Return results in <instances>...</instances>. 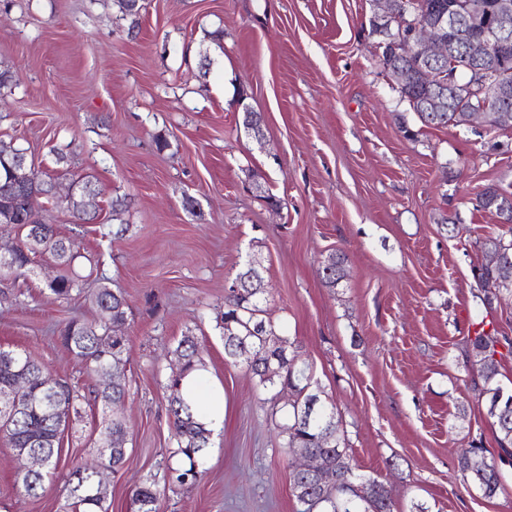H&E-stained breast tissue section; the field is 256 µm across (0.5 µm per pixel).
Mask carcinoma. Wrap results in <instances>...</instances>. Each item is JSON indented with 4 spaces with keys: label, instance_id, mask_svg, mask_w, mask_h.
I'll use <instances>...</instances> for the list:
<instances>
[{
    "label": "carcinoma",
    "instance_id": "obj_1",
    "mask_svg": "<svg viewBox=\"0 0 512 512\" xmlns=\"http://www.w3.org/2000/svg\"><path fill=\"white\" fill-rule=\"evenodd\" d=\"M398 17L413 21L451 10L464 19L467 0H396ZM380 64L399 68L406 79L399 84L401 97L408 101L420 121L430 127L461 126L466 113L461 111L462 99L443 97L441 104L435 89L426 83L417 69L416 57L402 48L386 46ZM24 149L13 142L0 140V218L16 228L23 248L8 261L0 260V280L30 278L37 275L35 258L47 256L60 268L47 290L54 300L64 303L76 296L86 295L96 307L92 320L71 319L59 329L58 339L84 367L89 378L96 382L94 397L85 392L81 380L48 378L41 366L23 350L0 346V393L20 378L28 380L21 398L27 410L14 414L0 401V440L13 448L16 456L24 458L28 452L38 453L43 461L36 471L20 469L16 489L24 497L36 498L46 490V478L56 469L62 448L64 426L71 417H80L87 407H95L100 415L98 455L112 470L120 469L126 461V442L129 428L126 421L110 413L109 404L125 401L130 389L125 381L130 338L126 334L127 298L119 288L110 286L108 278L98 279V286L85 292L84 277L74 269L78 258L75 241L60 236L54 224H30L31 211L45 210V204L55 198L49 182L37 188V193L16 192L12 186L19 182L21 170L16 163L17 153ZM77 192L68 201L74 216L80 221L93 219L88 197L97 196L89 180H74ZM506 192L494 185L486 187L477 198V207L499 213ZM483 252L503 251L509 260L493 266L481 265L478 282L480 300L487 311L492 310L501 286L512 284V237H490L482 242ZM347 258L333 254L321 268L325 284L334 287L345 277ZM240 283L238 292L224 297V313L219 328L224 340V353L231 362L248 351L251 361L247 369L258 385L272 392L268 399L272 413L287 410L285 422L279 426L283 445L290 454H315L320 459L321 475L290 473V486L295 500V512H396L389 489L378 478L356 473L345 438L339 435V421L334 408L325 404L319 381L308 364L289 369L269 359L268 352L288 350L297 344L288 336L276 333L264 317L259 294L252 282H262L259 268L245 264L236 274ZM485 318L472 323L474 335L468 337L465 368L474 389L484 400L486 413L495 429L497 448L491 451L474 443L459 449L456 465L463 480L482 496L494 497L502 486L498 462L512 456V389L500 384L498 376L502 365L512 360V339L499 334L496 326L485 329ZM176 370L168 377V418L176 441L171 456L180 457L178 468L166 466L162 474L153 475L130 491L132 512H159V500L167 485H185L197 481L211 445L213 429L199 415L192 400V390L184 385L186 378L203 367L196 336L189 332L182 336L172 351ZM288 391V402L279 404L278 396ZM67 498L71 512H103L107 497L106 485L101 483L96 465H79L67 479Z\"/></svg>",
    "mask_w": 512,
    "mask_h": 512
}]
</instances>
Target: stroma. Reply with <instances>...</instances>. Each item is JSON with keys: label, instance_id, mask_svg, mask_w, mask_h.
Wrapping results in <instances>:
<instances>
[{"label": "stroma", "instance_id": "obj_1", "mask_svg": "<svg viewBox=\"0 0 512 512\" xmlns=\"http://www.w3.org/2000/svg\"><path fill=\"white\" fill-rule=\"evenodd\" d=\"M374 11L373 0H147L134 24L114 0H0V71L12 77L0 140L56 179L44 219L76 239L77 271L98 258L128 294L131 397L117 413L130 436L124 466L106 475L107 512H131L130 488L175 446L169 352L188 331L206 386L224 392V424L206 473L167 490L160 512H294L292 457L268 393L226 359L217 327L251 259L267 317L297 339L360 472L384 481L399 512H512V464L487 499L455 461L468 442L496 446L464 353L478 315L512 336V298L485 311L474 277L483 241L502 232L476 197L491 184L512 192V128L424 126L380 64ZM247 109L261 114V134L244 128ZM81 178L98 191L86 224L66 200ZM337 252L346 276L331 288L319 268ZM38 265L24 296L0 281V345L53 377L78 376L56 328L96 310L53 301L43 288L57 268ZM94 427L70 424L37 498L18 495L19 463L0 441V512H64Z\"/></svg>", "mask_w": 512, "mask_h": 512}]
</instances>
